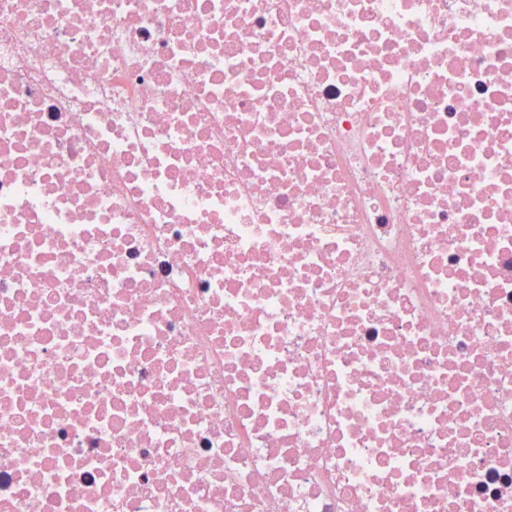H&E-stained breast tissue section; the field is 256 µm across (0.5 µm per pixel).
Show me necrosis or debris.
Listing matches in <instances>:
<instances>
[{
	"instance_id": "1",
	"label": "necrosis or debris",
	"mask_w": 512,
	"mask_h": 512,
	"mask_svg": "<svg viewBox=\"0 0 512 512\" xmlns=\"http://www.w3.org/2000/svg\"><path fill=\"white\" fill-rule=\"evenodd\" d=\"M0 512H512V0H0Z\"/></svg>"
}]
</instances>
